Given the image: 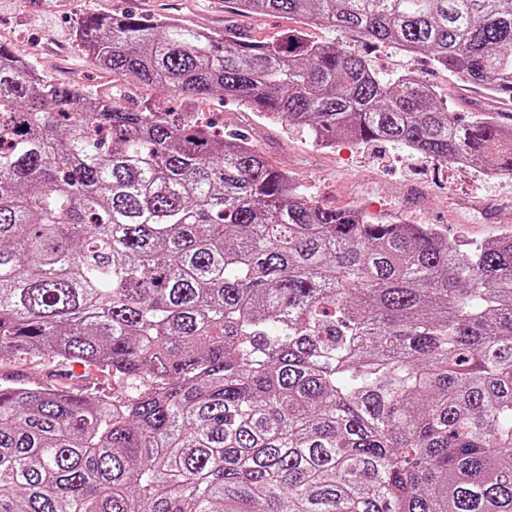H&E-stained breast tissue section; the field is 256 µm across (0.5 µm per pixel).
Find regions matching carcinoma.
Here are the masks:
<instances>
[{"instance_id": "1", "label": "carcinoma", "mask_w": 512, "mask_h": 512, "mask_svg": "<svg viewBox=\"0 0 512 512\" xmlns=\"http://www.w3.org/2000/svg\"><path fill=\"white\" fill-rule=\"evenodd\" d=\"M428 53L512 100V0H230ZM97 67L315 145L512 174V127L300 31L88 15ZM0 512H512V234L323 207L202 112L132 109L0 44ZM0 378L19 379L30 385L47 384L75 389L91 385L112 394V377L107 372L91 367L82 368L77 374L68 364L51 359L27 358L0 362Z\"/></svg>"}]
</instances>
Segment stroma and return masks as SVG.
<instances>
[{"mask_svg":"<svg viewBox=\"0 0 512 512\" xmlns=\"http://www.w3.org/2000/svg\"><path fill=\"white\" fill-rule=\"evenodd\" d=\"M89 14L164 16L213 32L231 29L248 39H275L303 28L314 41H333L365 55L370 67L385 80L412 72L434 87L438 100L467 122L478 112L499 113L512 125V103L473 87L465 78L439 69L430 55L414 56L391 46H369L356 34L291 14L240 15L228 0H0V43L24 49L41 72L78 86L114 84L126 106L207 112L225 131L245 133L253 147L302 185L305 194L332 209H359L373 222L431 224L449 238L480 244L487 238L512 233V177L502 178L476 168L408 155L385 141L367 146L348 142L321 148L301 131L261 119L242 103L217 97L179 98L157 86H142L89 64L73 29ZM1 379L32 385L80 389L91 385L111 391V376L96 368L73 372L49 359L0 362Z\"/></svg>","mask_w":512,"mask_h":512,"instance_id":"35a3bbf8","label":"stroma"}]
</instances>
